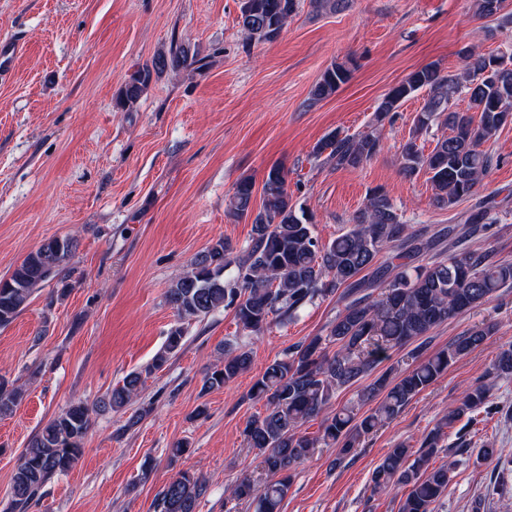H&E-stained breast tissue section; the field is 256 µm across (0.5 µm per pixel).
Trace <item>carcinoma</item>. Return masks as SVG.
I'll use <instances>...</instances> for the list:
<instances>
[{"mask_svg":"<svg viewBox=\"0 0 512 512\" xmlns=\"http://www.w3.org/2000/svg\"><path fill=\"white\" fill-rule=\"evenodd\" d=\"M300 0H240L239 25L249 42H272L296 13ZM475 14L495 16L500 28L512 27L503 0H475ZM198 51L173 43L151 65L134 71L117 98L131 111L148 92L153 76L181 72L199 63ZM345 66L327 68L311 90L315 100L328 98L349 79ZM424 103L413 120L410 138L402 145L399 170L407 178L424 172L439 208H451L473 196L492 170L490 151L499 131L512 122V53H482L471 48L463 57L462 73H442L436 64L411 72L391 88L376 109V122L393 118L403 102L419 91ZM467 108L458 109V101ZM443 126L449 133L436 138L426 153L421 138ZM381 151L378 128L357 135L327 134L315 154H327L337 169H357ZM260 205H255V198ZM234 220L250 219L251 235L242 248L220 238L191 262L189 269L165 293V301L181 319H204L220 308L230 309L240 330L260 337L318 298L338 295L343 307L328 325L326 336L294 344L274 359L252 385L250 397L265 402V411L250 417L244 428L249 447L259 451L266 474L263 483L244 477L228 488L230 497L247 500L255 512H282L291 471L323 447L339 448V457L353 454L366 436L393 420L448 369L451 363L482 347L497 324L475 326L447 347L423 355L424 344L411 352L413 363L390 367L362 388L360 399L381 397L370 414L357 418L355 408L329 416L336 390L359 382L403 348L430 334L448 320L490 301L512 288V260L494 258L490 251L463 244L456 227L446 237L452 251L443 256L440 240L427 238L403 221L382 186L370 189L349 228L327 243L313 232L312 216L293 199L287 173L280 164L265 173L260 194L250 177L240 179L227 204ZM492 209L482 208L467 219L468 234L492 223ZM77 248L72 237H53L30 252L6 279H0V326L12 322L32 295L59 277ZM382 289L378 296L374 290ZM184 330L172 328L163 347L142 370L129 372L122 383L93 405L74 402L51 418L21 452L12 476L11 496L0 512H28L42 488L57 473L72 469L83 454L91 414L126 412L141 395L148 375L161 370L182 347ZM336 350L329 351L330 346ZM247 351H227L206 373L203 389H220L248 371ZM494 378L512 375V346L500 350L490 365ZM492 384L468 387L460 403L423 438L417 451L403 443L390 449L371 476V495L403 494L399 512H435L448 487L456 462L440 466L446 429L489 401ZM24 398L20 387L0 381V416L11 414ZM320 420L317 435L302 427ZM209 494L200 475L179 473L158 493L154 512H196Z\"/></svg>","mask_w":512,"mask_h":512,"instance_id":"cac0c4a2","label":"carcinoma"}]
</instances>
